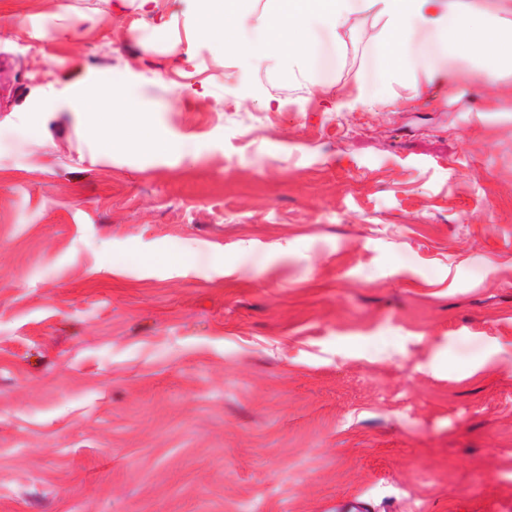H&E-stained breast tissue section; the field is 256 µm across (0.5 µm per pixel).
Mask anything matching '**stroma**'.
I'll list each match as a JSON object with an SVG mask.
<instances>
[{
    "label": "stroma",
    "mask_w": 512,
    "mask_h": 512,
    "mask_svg": "<svg viewBox=\"0 0 512 512\" xmlns=\"http://www.w3.org/2000/svg\"><path fill=\"white\" fill-rule=\"evenodd\" d=\"M194 12L0 0V512H512V80L366 104L368 18L312 94ZM108 79L198 158L15 132ZM62 95L53 89L42 94L35 106L16 113V128L28 139L37 140L42 137L43 127L41 113L53 112L57 109V100Z\"/></svg>",
    "instance_id": "stroma-1"
}]
</instances>
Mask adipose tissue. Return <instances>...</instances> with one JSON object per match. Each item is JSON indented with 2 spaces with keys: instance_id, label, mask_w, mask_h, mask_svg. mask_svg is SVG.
<instances>
[{
  "instance_id": "ef3b65f1",
  "label": "adipose tissue",
  "mask_w": 512,
  "mask_h": 512,
  "mask_svg": "<svg viewBox=\"0 0 512 512\" xmlns=\"http://www.w3.org/2000/svg\"><path fill=\"white\" fill-rule=\"evenodd\" d=\"M256 25L239 24L236 0H202L197 28L217 47L244 59L279 56L310 77L336 71L350 23L372 18L378 38L368 47L357 95L389 105L418 78L487 85L512 78V20L483 0H269ZM140 86L90 81L66 97L95 154L114 161L127 154L161 163L196 157L194 144L152 124L141 106Z\"/></svg>"
}]
</instances>
